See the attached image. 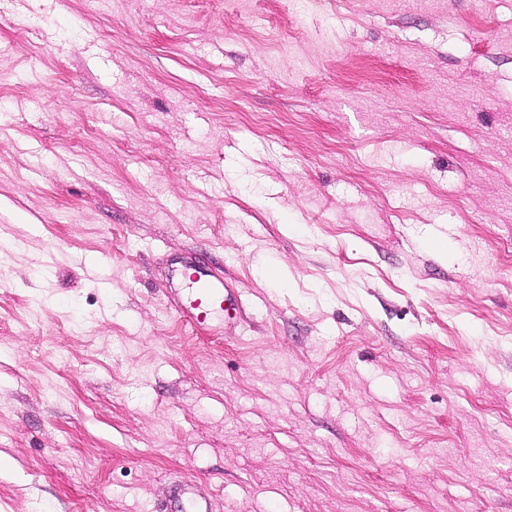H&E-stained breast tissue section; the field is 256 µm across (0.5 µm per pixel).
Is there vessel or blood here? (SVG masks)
Here are the masks:
<instances>
[{
  "label": "vessel or blood",
  "instance_id": "1",
  "mask_svg": "<svg viewBox=\"0 0 512 512\" xmlns=\"http://www.w3.org/2000/svg\"><path fill=\"white\" fill-rule=\"evenodd\" d=\"M179 275L184 286L172 300L181 321L216 336L238 328L244 303L232 281L215 273L192 249L184 251ZM158 512H216V504L198 492L194 480L179 479L171 483Z\"/></svg>",
  "mask_w": 512,
  "mask_h": 512
}]
</instances>
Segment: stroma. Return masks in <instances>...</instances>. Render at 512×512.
I'll return each instance as SVG.
<instances>
[{"label": "stroma", "mask_w": 512, "mask_h": 512, "mask_svg": "<svg viewBox=\"0 0 512 512\" xmlns=\"http://www.w3.org/2000/svg\"><path fill=\"white\" fill-rule=\"evenodd\" d=\"M180 478L512 512V0H0V512ZM178 269L185 288L173 295L178 318L214 336L236 329L243 321L244 303L232 281L200 260L194 249L185 250Z\"/></svg>", "instance_id": "stroma-1"}]
</instances>
